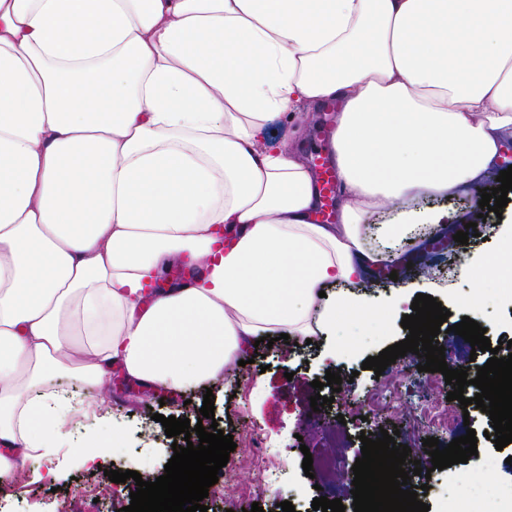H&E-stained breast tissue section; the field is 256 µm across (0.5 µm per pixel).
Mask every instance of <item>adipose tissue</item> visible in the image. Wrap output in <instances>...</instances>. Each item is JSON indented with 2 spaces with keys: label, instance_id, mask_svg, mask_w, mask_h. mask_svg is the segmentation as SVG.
<instances>
[{
  "label": "adipose tissue",
  "instance_id": "ef3b65f1",
  "mask_svg": "<svg viewBox=\"0 0 512 512\" xmlns=\"http://www.w3.org/2000/svg\"><path fill=\"white\" fill-rule=\"evenodd\" d=\"M329 144L319 224L304 131ZM512 140V0H0V488L69 447L60 379L216 386L254 338L388 325L346 291L453 224L426 197L480 188ZM371 214L391 220L369 228ZM231 244L220 248L221 237ZM461 310L512 278V225ZM188 261L199 278L172 282ZM336 101V112H332L334 105L331 101L327 102V106L325 107V112H318L313 116V120L311 121L309 127L305 131V133L300 137L299 142L302 144L303 149L306 153V156L312 161L311 150H320L321 149V141L326 143L331 138V132L335 128L332 126V129L323 128L321 131L320 137L321 141L317 139L318 132L321 126L326 122L329 114L337 115V110L339 108V102ZM332 112V113H331ZM313 162L319 175V192L322 203L318 214L321 216V221H331L334 217V201L336 216L338 212L336 194L340 185L339 174L336 167L329 163L328 156L325 152L318 151L315 153Z\"/></svg>",
  "mask_w": 512,
  "mask_h": 512
}]
</instances>
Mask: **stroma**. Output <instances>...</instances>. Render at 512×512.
<instances>
[{
  "label": "stroma",
  "instance_id": "obj_1",
  "mask_svg": "<svg viewBox=\"0 0 512 512\" xmlns=\"http://www.w3.org/2000/svg\"><path fill=\"white\" fill-rule=\"evenodd\" d=\"M510 218L512 202L501 214H489L478 236L469 238L467 244L451 243L439 254V271L433 279L408 272L399 274L394 281L373 275L364 281V293L372 301L384 302L405 285L410 297L424 293L444 304L466 297L473 283L459 279L453 266L477 257L491 258L500 222ZM407 335L399 325L386 336L359 335L362 347L352 357L340 354L331 336L315 337L305 346L280 340L270 346H247L240 354L241 365L225 375L222 388L214 392L215 417L211 420L200 414L206 392L201 385L178 390L146 387L127 379L117 369L108 387L65 380L60 388L87 407L109 410L114 419L123 423L124 444L111 457L119 471L133 470L153 478L163 475L164 466L173 455L171 439L158 422L153 425L155 437H145L140 431L141 419L156 413L186 417L206 427L214 423L232 435L236 449L220 469L217 483L208 489L209 496L204 500L208 512H246L255 502L264 512H282L280 504L285 500L292 502L295 512H314L312 501L321 495L341 499L345 512H354L352 467L362 455L359 436L395 428L400 431L397 443L411 449L405 471H413L418 465L432 471L423 503L429 505V512H448L451 498L461 495L472 480L482 475V456H495L499 482L512 483V444L496 450L493 441L485 437L493 429L488 414L473 406L461 409L459 401L448 400L450 387L443 375L418 371L416 354L398 358L379 376L363 369L366 358L379 355ZM330 369L340 371V389L335 392L323 387L319 392L333 397L334 403L313 410L310 398L318 391L311 383L324 379ZM470 428L477 434L476 455L468 463L432 470L431 458L423 447L424 438H438L444 447ZM256 433L277 449L273 464L289 468L288 478L278 488H266L260 479L259 457L252 441ZM308 453L316 459L335 455L336 471L326 477H306L302 461ZM53 465L59 472L55 483L28 481L16 489L0 491V512H56L62 505L68 512H119L129 505V493L136 488L130 479L114 493L103 468L61 458Z\"/></svg>",
  "mask_w": 512,
  "mask_h": 512
}]
</instances>
